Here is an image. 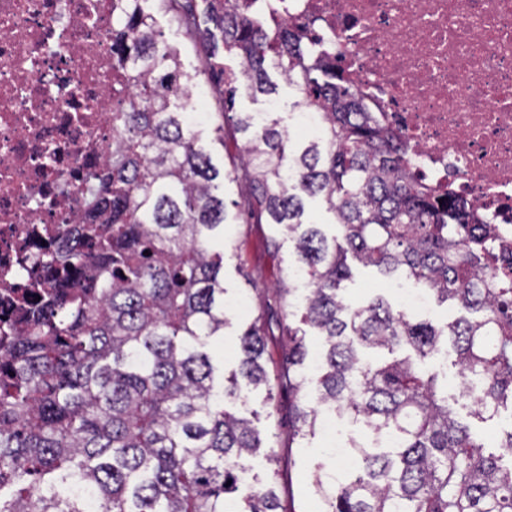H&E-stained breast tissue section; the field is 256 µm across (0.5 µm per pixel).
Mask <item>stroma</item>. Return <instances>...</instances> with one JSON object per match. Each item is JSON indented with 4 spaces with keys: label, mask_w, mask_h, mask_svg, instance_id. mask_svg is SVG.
I'll return each instance as SVG.
<instances>
[{
    "label": "stroma",
    "mask_w": 512,
    "mask_h": 512,
    "mask_svg": "<svg viewBox=\"0 0 512 512\" xmlns=\"http://www.w3.org/2000/svg\"><path fill=\"white\" fill-rule=\"evenodd\" d=\"M148 12L153 13L156 25L164 40L179 49L183 82L189 91L200 93L202 105L208 112H224L223 103L212 93L211 84L199 69L210 45L224 43L220 30H213L211 44L189 42L184 31L174 23L169 14L159 9L156 0H146ZM267 109L264 96L253 95L247 87H240L233 112H224L223 142H215L211 124L197 125L199 143L210 154L213 165L226 173L233 160L240 154L242 141L234 134L238 113L263 112ZM241 199L237 182L226 179L224 201L227 205V223L224 227V298L244 300L247 308L238 313L228 311L229 325L224 339L216 347L217 355L224 358L225 372L237 367L238 336L257 315L288 319L292 327H299L303 314L301 292L286 293L291 285V264L294 260L293 244L276 225L258 223L256 218L241 219L237 215L236 203ZM353 279L347 284V295L351 300L362 301L373 294H382L387 300L396 295L385 279L374 267L359 263L351 265ZM427 368L438 371L448 385V401L458 417L471 426L474 436L488 448H495L500 438L512 429V409L502 408L499 415L481 421L472 418L473 402L458 396L461 378L451 359L437 356L426 360ZM294 398L287 392H278L274 400H267L265 390L243 387L241 398L234 407L237 414L248 417L260 431L263 439L261 452L250 456L246 464L251 474L265 476L270 467H277L279 484L276 492L286 512H319L312 493L316 479H327L339 474L336 453L324 436L300 440L291 435V414ZM274 454L277 463L269 465L266 456Z\"/></svg>",
    "instance_id": "stroma-1"
}]
</instances>
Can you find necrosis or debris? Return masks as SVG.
Instances as JSON below:
<instances>
[{
    "mask_svg": "<svg viewBox=\"0 0 512 512\" xmlns=\"http://www.w3.org/2000/svg\"><path fill=\"white\" fill-rule=\"evenodd\" d=\"M342 70L409 148L419 183L452 191L512 254V0H235ZM127 0H0V318L42 277L35 255L77 223L133 91L112 54Z\"/></svg>",
    "mask_w": 512,
    "mask_h": 512,
    "instance_id": "necrosis-or-debris-1",
    "label": "necrosis or debris"
}]
</instances>
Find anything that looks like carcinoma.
<instances>
[{"label":"carcinoma","instance_id":"carcinoma-1","mask_svg":"<svg viewBox=\"0 0 512 512\" xmlns=\"http://www.w3.org/2000/svg\"><path fill=\"white\" fill-rule=\"evenodd\" d=\"M142 0L112 27V52L128 61L134 93L112 117V159L92 175L79 222L37 263L52 277L32 292L26 328L0 335V512H279L274 485L241 490L243 461L260 433L228 408L239 380L294 395L293 436L323 412L347 415L373 445L354 444L355 466L313 484L320 512H512V430L501 452L483 450L448 405L439 374L415 359L450 351L475 396L472 415L512 404V262L469 203L417 184L405 142L357 100L342 71L282 27L268 30L229 0H209L224 52L244 64L255 94L276 93L268 68L324 115L322 139L302 141L269 120L238 113L241 158L228 173L243 206L266 214L294 244L308 284L302 322L323 340L310 396L299 367L300 329L284 322L288 357L264 362L270 323L242 333L238 368L209 351L224 336L227 213L220 171L197 144L176 101L186 96L178 50L162 39ZM195 0H158L194 40L205 38ZM202 65L233 110L239 77ZM295 177L283 179V167ZM318 197L341 229L329 239L304 221ZM353 256L385 276L403 275L478 313L444 325L415 321L377 295H345ZM374 350L391 358L362 360ZM482 379L479 392L468 378Z\"/></svg>","mask_w":512,"mask_h":512}]
</instances>
